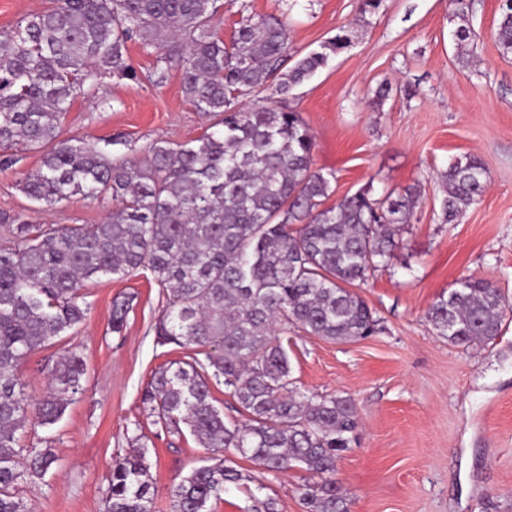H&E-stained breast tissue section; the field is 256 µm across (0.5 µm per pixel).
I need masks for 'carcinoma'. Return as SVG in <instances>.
Wrapping results in <instances>:
<instances>
[{"mask_svg": "<svg viewBox=\"0 0 512 512\" xmlns=\"http://www.w3.org/2000/svg\"><path fill=\"white\" fill-rule=\"evenodd\" d=\"M459 60L471 37L469 5L451 0ZM218 0H56L24 23L0 31V169L10 150L45 149L38 171L20 181L33 202L53 206L72 196L113 201L102 224H33L4 216L0 238V512H25L18 485L60 461L52 446L23 448L27 422L49 426L81 393L82 358L71 351L49 368L50 389L32 402L21 368L33 351L80 324L81 289L101 275L151 271L167 293L157 335L191 348V360L156 369L143 404L168 433L188 431L214 454L231 448L263 471L298 467L321 477L303 488L306 512H348L336 482L339 452L358 427L353 400L307 395L293 386L287 350L274 327H296L334 341L376 332L378 319L351 286L383 266L411 223L416 187L376 198L368 190L322 207L330 177L312 168L314 142L290 107L239 106L257 90L282 101L327 62L309 52L285 73L288 28L268 14L241 23L230 43L214 28ZM138 37L145 51L178 54L186 97L219 129L194 141H158L141 159L114 161L97 143L61 137L72 100L97 96L98 80L137 83L127 57ZM495 38L512 55V4L500 7ZM441 216L455 223L483 195L489 172L477 157L455 158L439 174ZM132 299L112 304L121 333ZM512 302L491 280L468 276L426 317L438 335L468 347L499 336ZM224 382L243 422L225 420L211 382ZM251 475L226 457L194 468L174 486L173 512H207L229 485ZM105 512H152L150 466L139 438L112 459Z\"/></svg>", "mask_w": 512, "mask_h": 512, "instance_id": "carcinoma-1", "label": "carcinoma"}]
</instances>
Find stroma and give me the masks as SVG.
Listing matches in <instances>:
<instances>
[{
  "label": "stroma",
  "instance_id": "35a3bbf8",
  "mask_svg": "<svg viewBox=\"0 0 512 512\" xmlns=\"http://www.w3.org/2000/svg\"><path fill=\"white\" fill-rule=\"evenodd\" d=\"M472 3L473 56L465 65L450 0H383L366 17L358 0H224L216 17L228 40L247 17L282 16L294 54L328 51L346 27L347 47L328 52L326 65L287 100L313 137L314 168L335 176L327 202L366 187L377 197L421 187L387 265L357 289L376 313L377 333L336 342L292 328L281 337L299 390L357 404V439L332 475L350 512H512V317L493 343L467 349L438 336L425 317L467 275L493 280L512 298V55L500 54L494 36L499 0ZM213 122L188 101L175 68L160 85L103 78L96 98L73 101L62 135L94 139L113 158L131 160L158 141L195 140ZM464 155L482 159L490 181L477 204L445 224L438 174ZM40 164L39 152L23 151L0 171V214L22 212L34 224L105 221L111 201L80 195L34 209L18 184ZM82 292L85 320L22 368L34 399L48 391V366L61 354L80 355L86 373L57 424L22 432L26 445L51 441L60 462L16 494L27 512H104L112 459L136 437L150 463L153 512H171L174 484L206 451L191 435L161 431L141 393L155 369L191 351L158 343L166 295L150 271L95 278ZM124 296L132 309L116 334L112 302ZM236 464L251 475L248 488L229 486L210 512H254L267 498L278 512H305L302 489L316 475L268 473L242 457Z\"/></svg>",
  "mask_w": 512,
  "mask_h": 512
}]
</instances>
